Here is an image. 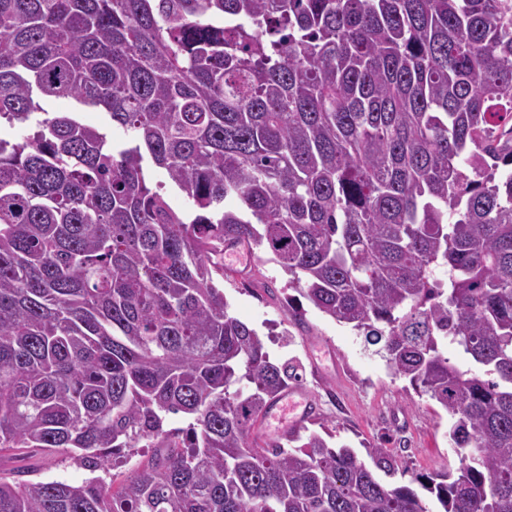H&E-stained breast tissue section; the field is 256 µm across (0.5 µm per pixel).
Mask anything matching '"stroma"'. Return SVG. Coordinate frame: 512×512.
<instances>
[{
	"label": "stroma",
	"instance_id": "1",
	"mask_svg": "<svg viewBox=\"0 0 512 512\" xmlns=\"http://www.w3.org/2000/svg\"><path fill=\"white\" fill-rule=\"evenodd\" d=\"M221 286L232 314L269 335L271 359L300 365V385L318 407L304 425L306 432L332 433L335 442L359 452L369 444L386 448L398 464L396 485L414 489L420 475L457 468L445 410L394 375L378 345L350 326L310 306L302 321H294L300 295L289 288L272 254L253 249L249 263L239 265ZM17 469L75 484L91 477L90 471L57 458L0 457V471Z\"/></svg>",
	"mask_w": 512,
	"mask_h": 512
}]
</instances>
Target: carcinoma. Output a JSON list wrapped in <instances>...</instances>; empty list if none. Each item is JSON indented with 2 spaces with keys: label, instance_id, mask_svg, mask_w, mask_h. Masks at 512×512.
Returning a JSON list of instances; mask_svg holds the SVG:
<instances>
[{
  "label": "carcinoma",
  "instance_id": "1",
  "mask_svg": "<svg viewBox=\"0 0 512 512\" xmlns=\"http://www.w3.org/2000/svg\"><path fill=\"white\" fill-rule=\"evenodd\" d=\"M47 98L131 140L0 136V454H151L0 472V512H432L384 448L252 437L301 375L230 312L226 244L448 413L438 512H512V0H0V120ZM78 115L80 116L81 121L86 125L95 128H105L111 139L113 138L115 142L121 143L129 141V135L124 131V129L119 126H114L112 128V122L105 112L86 110L80 112ZM148 174L153 186L161 185L162 191L165 194L169 205L174 210L185 213L192 211L193 207L191 202L168 181L167 176L162 169L149 165ZM0 469L6 473L17 469L37 470L36 474L24 476L25 479L37 477L46 480H66L70 483L80 484L92 477L100 476L107 478V481H109L108 476L102 471L92 473L69 462L62 463L59 458H44L40 455L12 456L5 454L0 459Z\"/></svg>",
  "mask_w": 512,
  "mask_h": 512
}]
</instances>
